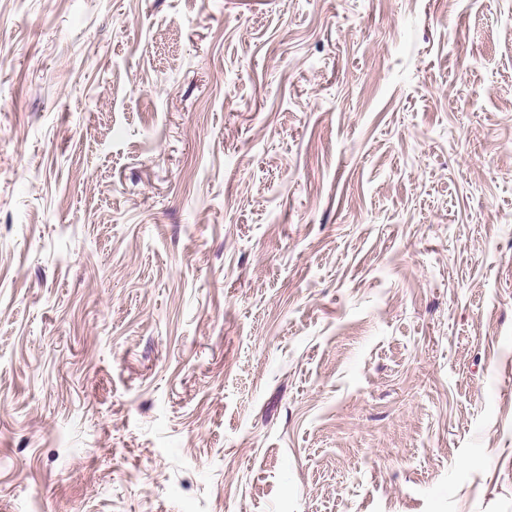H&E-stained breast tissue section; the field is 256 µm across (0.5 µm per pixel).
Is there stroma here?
Returning a JSON list of instances; mask_svg holds the SVG:
<instances>
[{
	"label": "stroma",
	"instance_id": "35a3bbf8",
	"mask_svg": "<svg viewBox=\"0 0 512 512\" xmlns=\"http://www.w3.org/2000/svg\"><path fill=\"white\" fill-rule=\"evenodd\" d=\"M0 512H512V0H0Z\"/></svg>",
	"mask_w": 512,
	"mask_h": 512
}]
</instances>
